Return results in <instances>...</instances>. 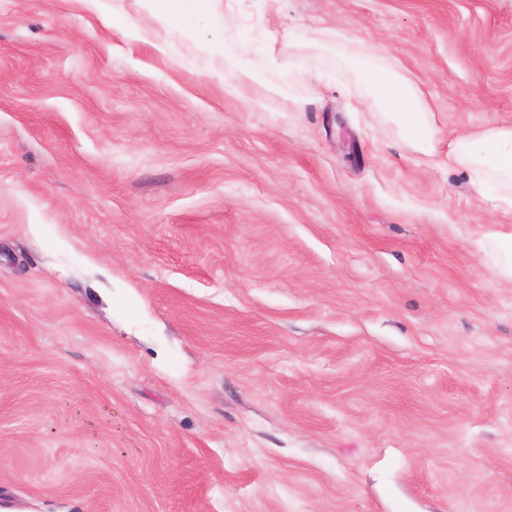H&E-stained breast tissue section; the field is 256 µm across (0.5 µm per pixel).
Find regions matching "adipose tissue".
<instances>
[{
  "label": "adipose tissue",
  "instance_id": "ef3b65f1",
  "mask_svg": "<svg viewBox=\"0 0 512 512\" xmlns=\"http://www.w3.org/2000/svg\"><path fill=\"white\" fill-rule=\"evenodd\" d=\"M277 43L276 34L271 33L259 46L245 36L237 49L217 47V54L224 60L230 93L262 110L301 111L305 99L268 83L246 64L245 57L259 48L271 66L300 74L306 71L309 60L328 55L361 74L363 104L374 105L384 120L395 123L403 142L418 150L432 148L436 129L427 97L381 47L354 45L352 39L337 30L293 35L288 40L291 52L286 57ZM448 163L467 171L473 183L492 196L499 209L512 212V127L485 130L450 142Z\"/></svg>",
  "mask_w": 512,
  "mask_h": 512
}]
</instances>
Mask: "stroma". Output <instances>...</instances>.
Returning <instances> with one entry per match:
<instances>
[{
    "instance_id": "stroma-1",
    "label": "stroma",
    "mask_w": 512,
    "mask_h": 512,
    "mask_svg": "<svg viewBox=\"0 0 512 512\" xmlns=\"http://www.w3.org/2000/svg\"><path fill=\"white\" fill-rule=\"evenodd\" d=\"M0 0V512H512V278L453 139L512 127V0ZM330 28L433 109L405 146L335 58L268 112L214 41ZM213 0H136L158 21L165 22L174 16L185 18L188 23L196 10ZM190 27V23L189 26ZM104 21L108 25L112 26V29L121 31L123 35L128 36L133 40L150 43L161 53H167L170 49L167 42L162 44L153 43L148 38L150 35L149 31L137 28L133 24L129 23L122 6L112 7V18L104 19Z\"/></svg>"
}]
</instances>
